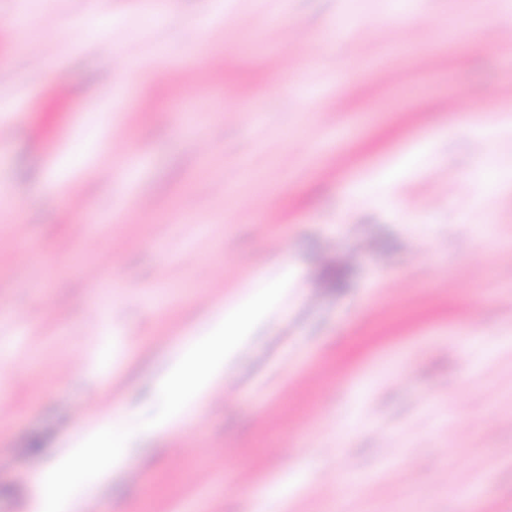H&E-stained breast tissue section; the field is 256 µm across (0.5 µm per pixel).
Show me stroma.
Segmentation results:
<instances>
[{
  "mask_svg": "<svg viewBox=\"0 0 512 512\" xmlns=\"http://www.w3.org/2000/svg\"><path fill=\"white\" fill-rule=\"evenodd\" d=\"M28 7L39 21L17 32ZM398 13L397 0H0V197L22 216L0 219V331L37 363L0 392V512H40L37 483L16 474L68 447L78 409L114 403L129 468L86 512H256L277 482L288 500L266 512H512V183L484 198L474 178L483 162L512 168V48L481 38L486 22L512 27V0H415L402 31L372 30ZM201 27L221 68L190 51ZM51 47L49 66H28ZM112 142L133 174L75 170L76 156L106 164ZM417 149L415 168L384 178ZM285 264L293 279L224 362L223 405L149 434L175 351L241 276L273 282ZM392 442L415 462L402 483L387 476ZM318 482L339 491L307 497Z\"/></svg>",
  "mask_w": 512,
  "mask_h": 512,
  "instance_id": "obj_1",
  "label": "stroma"
}]
</instances>
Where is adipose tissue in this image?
<instances>
[{
  "mask_svg": "<svg viewBox=\"0 0 512 512\" xmlns=\"http://www.w3.org/2000/svg\"><path fill=\"white\" fill-rule=\"evenodd\" d=\"M275 288L256 290L243 285L236 303L212 319L205 333L181 345L175 361L159 376L157 385L166 394L168 409L152 429L159 434L180 430L190 415L211 405L213 387L224 372V361L239 338L249 332L264 309L274 302ZM115 431L108 421L93 425L72 448L54 457L41 481L43 512H82L100 484L125 469L126 456L114 444Z\"/></svg>",
  "mask_w": 512,
  "mask_h": 512,
  "instance_id": "obj_1",
  "label": "adipose tissue"
}]
</instances>
